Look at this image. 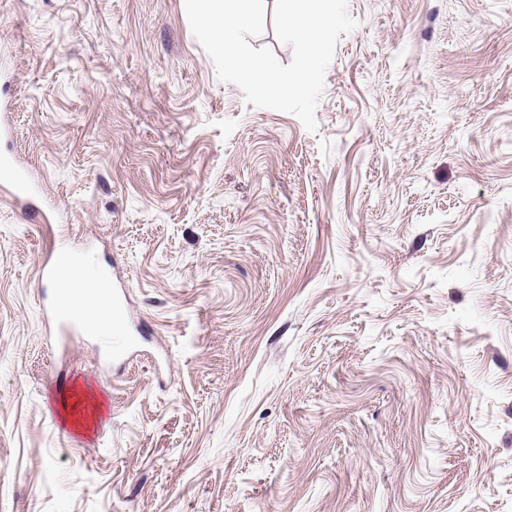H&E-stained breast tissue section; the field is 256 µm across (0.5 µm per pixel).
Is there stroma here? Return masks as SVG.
<instances>
[{
	"mask_svg": "<svg viewBox=\"0 0 512 512\" xmlns=\"http://www.w3.org/2000/svg\"><path fill=\"white\" fill-rule=\"evenodd\" d=\"M347 7L313 133L184 0H0V512H512V0ZM59 277L53 282L55 288H72L77 292L80 307L88 311V320L93 323L94 333L112 336L113 310H120V305L112 291L109 298V279L102 269L93 274L87 270V264H79L61 253ZM44 315L51 334L68 330H83L85 334H90L84 313L76 309H64L61 305L57 290L54 303L45 308ZM74 398V400L72 402H69L70 399ZM92 398H94V396L88 392V391H84V392H81L80 394L78 393L77 389L75 388L70 395L66 396L63 400H62V403H64V406H63V410H64V421L65 422H70L71 424H79L80 427H83V426H86L88 427L87 424H82L81 421L78 419V418H73L75 416V414H77L78 412V407L83 403V402H88L90 401L91 402V405H92V408H93V415L92 417H94L96 411L99 409V404L97 402V400L94 398V401H92Z\"/></svg>",
	"mask_w": 512,
	"mask_h": 512,
	"instance_id": "1",
	"label": "stroma"
}]
</instances>
